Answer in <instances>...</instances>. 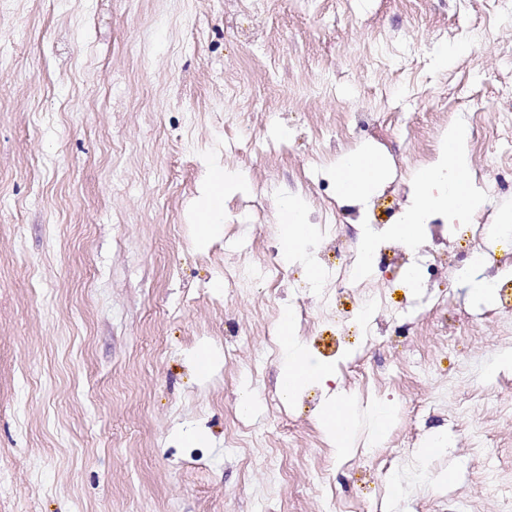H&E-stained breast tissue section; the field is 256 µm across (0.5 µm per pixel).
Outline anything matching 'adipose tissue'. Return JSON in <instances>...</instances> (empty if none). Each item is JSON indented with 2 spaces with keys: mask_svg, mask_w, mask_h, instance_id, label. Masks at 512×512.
<instances>
[{
  "mask_svg": "<svg viewBox=\"0 0 512 512\" xmlns=\"http://www.w3.org/2000/svg\"><path fill=\"white\" fill-rule=\"evenodd\" d=\"M468 133L466 125L449 126L443 136V149L438 160L416 182L412 206L404 213L401 223L391 227L394 237L407 244L414 243L419 240L430 213L447 212L449 222L462 224L482 206L480 193L468 179ZM386 171L387 161L378 153L363 151L344 155L336 165L338 193L346 199H366L379 188ZM248 187L246 172L220 164L210 165L194 206L199 242H208L221 232L225 197L246 192ZM315 233L305 202L300 197H291L282 212L284 257L287 261L302 264L307 283L314 287L319 286L322 275L317 266L308 264L306 248ZM279 327L283 345L279 394L282 402L287 403L309 382L321 384L331 379L334 369L327 363L311 362L306 348L294 334L291 312L282 313ZM321 417L337 446L345 449L352 445L359 429L381 433L389 420L390 410L379 405L359 415L349 398L335 395L322 409Z\"/></svg>",
  "mask_w": 512,
  "mask_h": 512,
  "instance_id": "obj_1",
  "label": "adipose tissue"
}]
</instances>
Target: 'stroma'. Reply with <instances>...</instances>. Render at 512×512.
Here are the masks:
<instances>
[{"label":"stroma","mask_w":512,"mask_h":512,"mask_svg":"<svg viewBox=\"0 0 512 512\" xmlns=\"http://www.w3.org/2000/svg\"><path fill=\"white\" fill-rule=\"evenodd\" d=\"M477 19L476 49L453 54L446 30ZM510 85L512 0H0V512H321L329 496L416 512L422 489L512 512L476 476L512 463V424L490 406L512 380L492 366L512 313L488 318L454 276L409 288L377 269L314 289L282 261L278 292L225 286L244 258L283 254L246 206L276 224L292 194L387 232L448 125L490 128L512 113ZM366 144L389 173L354 203L335 163ZM469 155L473 184L496 186L484 207L512 209V168H492L488 146ZM214 160L250 188L201 245L189 215ZM364 288L388 322L372 336ZM322 289L341 291L338 309L299 339L358 411L392 409L381 447L361 432L337 453L321 386L279 399L268 334ZM271 456L288 467L275 487Z\"/></svg>","instance_id":"obj_1"}]
</instances>
